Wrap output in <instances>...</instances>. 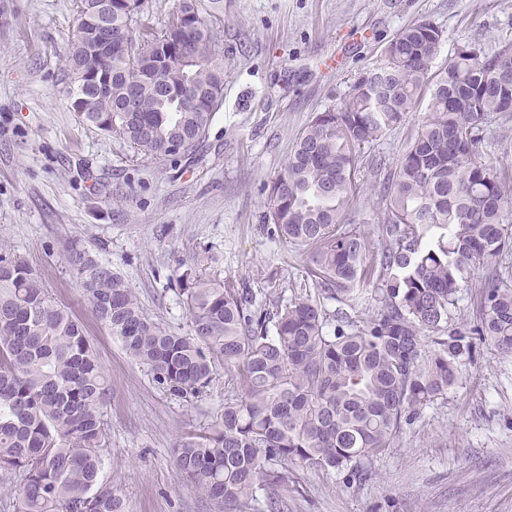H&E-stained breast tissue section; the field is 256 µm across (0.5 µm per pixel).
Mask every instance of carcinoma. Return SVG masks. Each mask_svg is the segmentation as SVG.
Returning a JSON list of instances; mask_svg holds the SVG:
<instances>
[{"label": "carcinoma", "instance_id": "obj_1", "mask_svg": "<svg viewBox=\"0 0 512 512\" xmlns=\"http://www.w3.org/2000/svg\"><path fill=\"white\" fill-rule=\"evenodd\" d=\"M102 2L74 0L64 66L75 110L138 155L168 159L174 143L190 152L223 102L219 7L174 0L156 23L131 0H112L105 29L93 25ZM106 34L110 57L99 52ZM442 40L426 21L398 31L340 107L311 118L264 184L265 223L309 253L315 295L270 291L259 302L188 266L175 278L190 317L182 334L145 316L134 289L86 248L67 250L95 319L166 393L197 399L224 369V412L173 446L177 479L214 512L245 508L260 490L267 512H281L290 464L372 475L402 423L457 385L462 357L486 343L512 354V286L497 268L512 249V178L480 151L489 126L512 120V42L468 45L436 71ZM95 55L105 92L82 77ZM426 95L427 117L392 167L361 154ZM364 172L383 177L376 261L370 232L355 224ZM463 288L478 292L473 323L455 320ZM369 299L377 313L353 319L348 310ZM109 393L84 325L26 262L0 253V495L14 512H124L103 477Z\"/></svg>", "mask_w": 512, "mask_h": 512}]
</instances>
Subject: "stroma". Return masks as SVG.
I'll list each match as a JSON object with an SVG mask.
<instances>
[{
    "mask_svg": "<svg viewBox=\"0 0 512 512\" xmlns=\"http://www.w3.org/2000/svg\"><path fill=\"white\" fill-rule=\"evenodd\" d=\"M216 61L224 101L204 141L177 160L133 157L73 108L64 52L74 0H7L0 24V243L41 276L86 327L108 374L105 473L125 512H212L177 480L174 441L224 410V382L167 395L95 320L64 256L88 249L185 333L171 283L182 265L260 293L312 294L305 253L267 231L265 182L315 113L340 106L403 27L458 48L512 41V0H223ZM447 397L403 424L373 479L289 469L288 512H512V355L477 348Z\"/></svg>",
    "mask_w": 512,
    "mask_h": 512,
    "instance_id": "stroma-1",
    "label": "stroma"
}]
</instances>
